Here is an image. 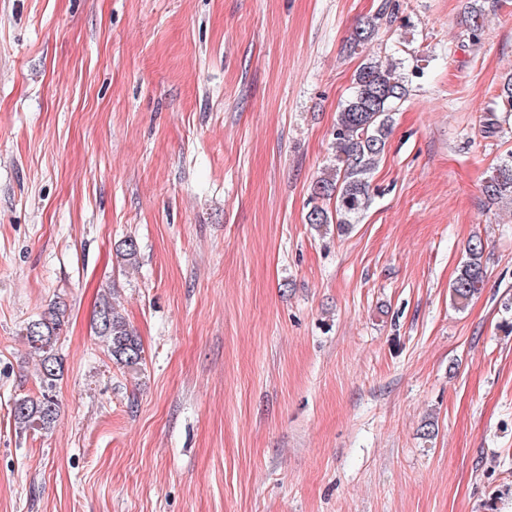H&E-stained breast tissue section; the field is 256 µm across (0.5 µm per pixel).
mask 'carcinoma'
Returning <instances> with one entry per match:
<instances>
[{"label": "carcinoma", "instance_id": "1", "mask_svg": "<svg viewBox=\"0 0 512 512\" xmlns=\"http://www.w3.org/2000/svg\"><path fill=\"white\" fill-rule=\"evenodd\" d=\"M379 20L378 16L368 17L356 25L350 36V52H357L377 36ZM484 20L485 7L474 0L465 20L472 38H479ZM397 69V62L368 58L356 71L353 91L338 113L332 131L335 154L311 188V199L316 204L307 214V223L319 232L328 233L332 224L339 233L347 231L369 205V175L386 150L394 114L409 95L408 80ZM482 192L492 204L512 206V154L492 167ZM118 251L123 261L134 264L138 256L136 239L126 238ZM484 251L480 238L469 240L465 259L450 287L451 300L460 308L468 305L484 287ZM66 315L67 304L58 297L25 328L30 348L40 357L39 396L14 403L13 419L20 429L48 430L56 421L59 412L56 386L64 362L55 345L63 333ZM93 331L105 344L112 362L131 370L142 364L140 339L112 303L110 288L101 295Z\"/></svg>", "mask_w": 512, "mask_h": 512}]
</instances>
